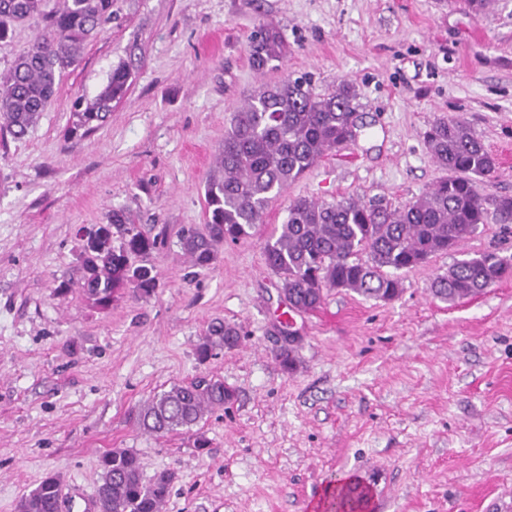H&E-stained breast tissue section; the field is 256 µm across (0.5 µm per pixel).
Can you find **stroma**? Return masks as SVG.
Masks as SVG:
<instances>
[{"mask_svg":"<svg viewBox=\"0 0 512 512\" xmlns=\"http://www.w3.org/2000/svg\"><path fill=\"white\" fill-rule=\"evenodd\" d=\"M122 19L84 49L22 139L0 133V512L49 474L95 495L101 456L135 451L145 478L176 474L163 512H326L353 478L367 512H512V278L449 304L432 281L479 252L512 254L489 220L457 248L399 271L385 302L331 289L284 326L263 246L290 199L348 196L399 207L444 172L424 131L464 119L496 157L481 189L512 195V0H119ZM276 26L288 55L255 71L248 40ZM127 96L99 129L71 135L119 63ZM308 74L316 94L351 84L365 135L272 200L251 236L193 267L178 233L206 222L224 129L253 89ZM128 210L159 236L148 297L107 311L82 290L81 232ZM238 347L200 359L211 322ZM288 346L296 368L275 354ZM223 379L237 399L192 429L150 435L131 411L171 385ZM205 437L206 448L195 446Z\"/></svg>","mask_w":512,"mask_h":512,"instance_id":"1","label":"stroma"}]
</instances>
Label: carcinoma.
Instances as JSON below:
<instances>
[{"label":"carcinoma","instance_id":"obj_1","mask_svg":"<svg viewBox=\"0 0 512 512\" xmlns=\"http://www.w3.org/2000/svg\"><path fill=\"white\" fill-rule=\"evenodd\" d=\"M50 0H0V43L15 27L37 19L41 31L27 51L17 55L0 78V128L23 137L51 103L61 76L79 60L85 44L121 19L116 0H63L57 9ZM250 62L263 72L288 53L273 25L256 27L249 40ZM132 82L130 69L120 64L107 84L82 111L77 127L88 133L99 128L124 98ZM356 94L343 84L316 95L305 76L263 83L232 113L224 130L220 167L224 177L207 185L205 228L184 229L180 244L193 266L208 269L218 249L250 234L261 223L270 202L326 153L354 139ZM436 161L448 171L431 190L398 208L380 201L343 198L333 202L295 197L287 216L264 245L266 266L279 276L289 305L314 311L325 291L343 288L362 296L390 301L399 296L402 282L394 273L413 268L429 257L456 247L474 236L489 216L512 223V195L486 194L497 161L469 125L460 119L438 120L424 133ZM155 238L138 231L122 209L112 210L109 232L97 239L84 258V292L106 309L112 295L130 284L149 295L157 287L154 267L135 265L158 249ZM365 252L368 259L359 258ZM512 276V263L495 251L462 259L436 277L432 294L450 303L483 292ZM237 327L210 325L198 356L208 358L216 347L238 346ZM234 400L224 382L200 378L175 384L142 403L135 421L140 429L163 437L197 425L205 414ZM96 502L99 512H162L174 473L162 471L146 482L139 456L117 450L101 459ZM60 481L45 477L26 494L19 512H56ZM369 492L354 480H342L329 502L332 512H362Z\"/></svg>","mask_w":512,"mask_h":512}]
</instances>
